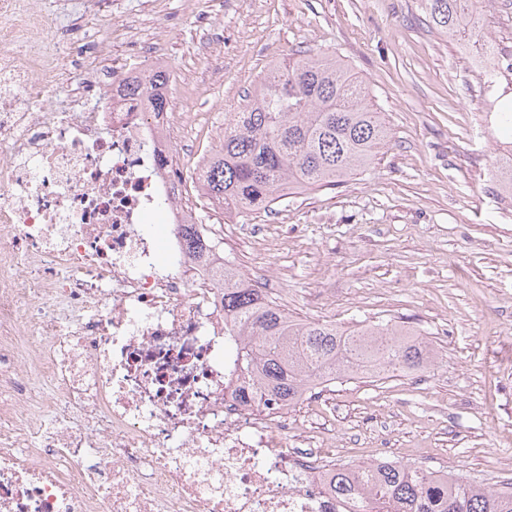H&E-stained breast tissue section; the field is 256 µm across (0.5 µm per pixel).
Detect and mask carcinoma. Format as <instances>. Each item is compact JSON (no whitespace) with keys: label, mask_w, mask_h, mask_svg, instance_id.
I'll use <instances>...</instances> for the list:
<instances>
[{"label":"carcinoma","mask_w":512,"mask_h":512,"mask_svg":"<svg viewBox=\"0 0 512 512\" xmlns=\"http://www.w3.org/2000/svg\"><path fill=\"white\" fill-rule=\"evenodd\" d=\"M436 29L448 38L487 44L480 0H420ZM368 87L334 55L297 51L274 64L224 120V139L198 170L210 203L230 215L268 212L294 192L315 191L368 168L389 131L369 102ZM227 261L224 314L238 325L235 355L253 375L257 392L288 405L341 376L364 371H410L435 359L423 341L387 321L342 330L302 321L264 294L236 280ZM332 490L357 496L361 512L384 501L395 512H512V487L494 490L450 479L433 483L411 464L381 463L372 474L341 465Z\"/></svg>","instance_id":"1"}]
</instances>
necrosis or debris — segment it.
<instances>
[{
  "instance_id": "necrosis-or-debris-1",
  "label": "necrosis or debris",
  "mask_w": 512,
  "mask_h": 512,
  "mask_svg": "<svg viewBox=\"0 0 512 512\" xmlns=\"http://www.w3.org/2000/svg\"><path fill=\"white\" fill-rule=\"evenodd\" d=\"M127 35L136 66L74 61L0 0V512H358L286 405L243 403L214 274L238 228L185 197L192 113L125 95L160 57Z\"/></svg>"
}]
</instances>
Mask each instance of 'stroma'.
I'll list each match as a JSON object with an SVG mask.
<instances>
[{
  "label": "stroma",
  "instance_id": "1",
  "mask_svg": "<svg viewBox=\"0 0 512 512\" xmlns=\"http://www.w3.org/2000/svg\"><path fill=\"white\" fill-rule=\"evenodd\" d=\"M40 2L52 24L102 43L105 67L131 61L124 19L146 34L166 28L168 94L215 142L245 92L297 49L338 55L368 84L388 146L337 185L229 216L261 227L230 256L241 272L266 274L293 318L345 328L392 320L436 351L429 368L346 379L291 407L299 429L326 440L329 458L386 452L481 487L512 483V206L494 177L512 134L481 107L492 89L512 108V76L486 87L481 54L431 29L418 0H160L147 16L142 0H123L119 16L85 12L80 0ZM200 9L224 25L223 46L206 59L195 52ZM482 19L495 60L511 62L512 0H491Z\"/></svg>",
  "mask_w": 512,
  "mask_h": 512
}]
</instances>
